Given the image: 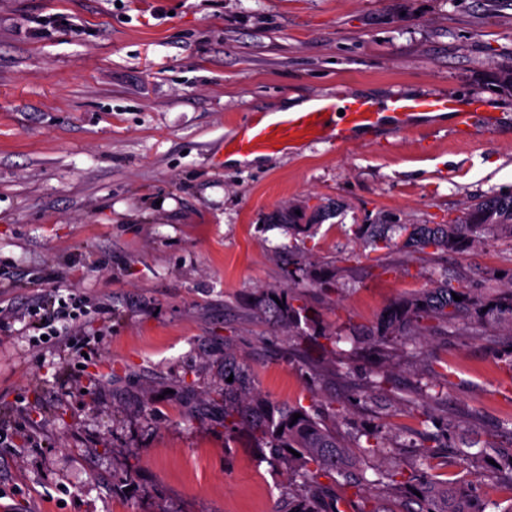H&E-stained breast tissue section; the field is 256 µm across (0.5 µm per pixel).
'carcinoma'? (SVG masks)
Listing matches in <instances>:
<instances>
[{
  "label": "carcinoma",
  "instance_id": "obj_1",
  "mask_svg": "<svg viewBox=\"0 0 512 512\" xmlns=\"http://www.w3.org/2000/svg\"><path fill=\"white\" fill-rule=\"evenodd\" d=\"M321 216L317 209L307 215L304 208L288 210V227L297 231L305 229ZM401 233L402 241L393 240V233ZM365 233L373 248L392 250L399 247L408 253L461 251L473 246L485 233L512 239V190L494 192L472 203L464 216L448 224H370ZM462 297L456 301L453 295ZM295 298L283 289L276 298L265 301V309L277 325L288 332L299 330L306 308L294 306ZM472 305L468 290L455 288L449 282L426 289L413 298L395 302L387 309V316L380 319L373 341L380 350L391 347L397 338H404V346H416V338L437 321L454 326L460 314ZM487 311L479 312L480 318H492L506 324L512 333V280L508 294L502 300L485 305ZM224 429L233 432L247 429L269 449L273 459L288 470L290 484L306 489L293 498L288 512H329L334 502L333 487L318 483L321 476L332 482L355 488L371 490L384 487L406 492L416 501L418 508L411 512H487L496 507L490 501L478 502L461 491L457 485H448L434 475L419 470L410 473L398 467L377 470L367 474L359 466L353 449H360L367 456H381L387 452L386 438L377 430H366L350 438L339 434L321 418L301 406H280L269 401L251 386L245 371L236 366L231 355L224 354ZM301 418L292 422L293 414ZM299 456H294V453ZM457 453L461 460L478 464L494 460L500 480L512 492V447L497 448L486 444L480 448L468 440H460Z\"/></svg>",
  "mask_w": 512,
  "mask_h": 512
}]
</instances>
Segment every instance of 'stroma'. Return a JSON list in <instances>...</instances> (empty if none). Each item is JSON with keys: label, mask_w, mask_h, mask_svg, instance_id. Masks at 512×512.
Listing matches in <instances>:
<instances>
[{"label": "stroma", "mask_w": 512, "mask_h": 512, "mask_svg": "<svg viewBox=\"0 0 512 512\" xmlns=\"http://www.w3.org/2000/svg\"><path fill=\"white\" fill-rule=\"evenodd\" d=\"M512 0H0V305L64 298L77 326L38 344L0 326V512H274L286 470L224 430V356L274 403L375 429L367 472L418 467L448 426L512 446V337L470 319L416 353L366 342L394 301L439 284L481 298L512 281V241L374 252L363 224H445L512 187ZM479 95L496 124L424 123L399 143H303L229 167L238 125L280 101ZM329 215L298 232L276 214ZM335 286L316 288L317 273ZM292 287L300 335L259 303ZM348 353L329 361L326 338ZM444 379L437 398L420 384ZM443 479L512 512L492 465ZM336 496L403 512L382 487Z\"/></svg>", "instance_id": "stroma-1"}]
</instances>
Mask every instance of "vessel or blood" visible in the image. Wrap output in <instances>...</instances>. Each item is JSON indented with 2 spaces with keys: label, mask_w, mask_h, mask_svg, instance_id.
Masks as SVG:
<instances>
[{
  "label": "vessel or blood",
  "mask_w": 512,
  "mask_h": 512,
  "mask_svg": "<svg viewBox=\"0 0 512 512\" xmlns=\"http://www.w3.org/2000/svg\"><path fill=\"white\" fill-rule=\"evenodd\" d=\"M450 112L458 130H474L476 125H491L493 115H478L462 108L455 97L429 93L422 96L397 94L377 104L355 96L324 102L304 112H281L273 118L257 117L239 128L232 142L235 153L276 154L303 141L327 140L343 145L354 130L373 136L396 138L412 131L420 114Z\"/></svg>",
  "instance_id": "vessel-or-blood-1"
}]
</instances>
